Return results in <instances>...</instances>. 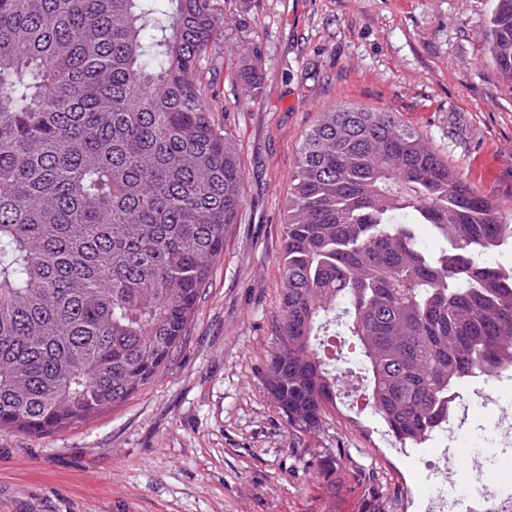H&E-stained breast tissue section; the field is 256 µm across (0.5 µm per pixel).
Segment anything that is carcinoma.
<instances>
[{
  "label": "carcinoma",
  "mask_w": 512,
  "mask_h": 512,
  "mask_svg": "<svg viewBox=\"0 0 512 512\" xmlns=\"http://www.w3.org/2000/svg\"><path fill=\"white\" fill-rule=\"evenodd\" d=\"M214 0H0V429L43 435L117 406L185 336L246 204L204 74ZM490 53L512 84V0ZM238 75L257 91L249 60ZM419 224L449 244L423 247ZM512 219L396 113L337 105L288 192L266 387L319 426L352 337L366 407L403 446L448 424V391L512 362Z\"/></svg>",
  "instance_id": "1"
}]
</instances>
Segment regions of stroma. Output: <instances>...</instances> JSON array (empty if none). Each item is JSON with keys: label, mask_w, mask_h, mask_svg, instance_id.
Here are the masks:
<instances>
[{"label": "stroma", "mask_w": 512, "mask_h": 512, "mask_svg": "<svg viewBox=\"0 0 512 512\" xmlns=\"http://www.w3.org/2000/svg\"><path fill=\"white\" fill-rule=\"evenodd\" d=\"M213 90L246 205L182 344L118 407L62 431L0 430V512H425L464 495L433 463L443 432L399 454L338 399L289 424L264 387L277 338L288 188L299 144L338 104L397 113L512 215V86L486 30L493 0H217ZM255 56L260 92L237 77Z\"/></svg>", "instance_id": "1"}]
</instances>
